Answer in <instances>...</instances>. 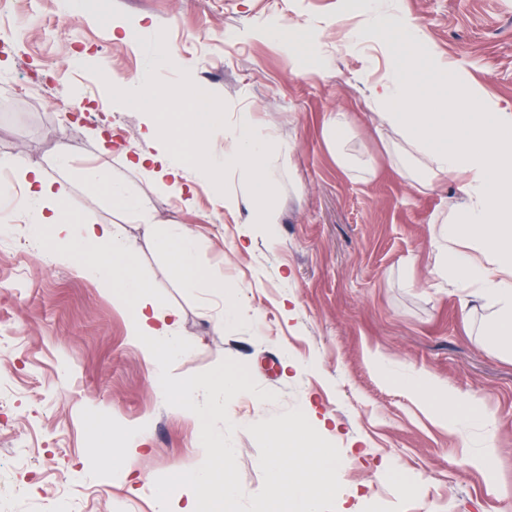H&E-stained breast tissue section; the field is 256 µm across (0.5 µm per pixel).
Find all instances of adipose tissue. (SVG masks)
I'll return each instance as SVG.
<instances>
[{"label": "adipose tissue", "mask_w": 512, "mask_h": 512, "mask_svg": "<svg viewBox=\"0 0 512 512\" xmlns=\"http://www.w3.org/2000/svg\"><path fill=\"white\" fill-rule=\"evenodd\" d=\"M387 30L400 34L402 54L387 77L369 87L366 105L379 127L395 136L390 163L397 173L421 186L452 182L462 193V202L449 209L437 228L436 273L449 287L472 291L491 310L485 334L512 353V106L487 109L459 70L423 49L413 17L403 12L370 7L350 32L347 45L358 46ZM425 71L434 79L429 92L422 88ZM112 93L147 114L144 136L155 150L131 159L132 167L158 171L178 187L194 176L236 174L249 192L252 223L275 238L279 212L268 198L276 180L273 158L292 156L294 145L276 140L253 113L244 112L225 127L224 150L219 153L206 139L218 118L212 94L160 87L146 75L115 83ZM176 112L193 115L190 139L161 125L163 114ZM1 168L22 182L24 193L17 206L33 224L35 239L50 235L53 263L78 266L105 286L127 312L129 334L153 368L159 392L173 410L195 420L203 434L195 465L175 479L183 488L181 496L174 499L167 491H157L156 512H240L231 480L233 451L224 445V430L233 418L204 403L210 394L228 399L241 392L240 378L223 371L191 383L179 379L172 368L184 351L176 334L178 313L151 296L131 248L114 226L67 218L58 181L23 157H1ZM81 178L105 186L113 205L143 215L141 201L113 177L109 162L83 171ZM146 230L160 251L176 256L183 287L204 284L214 294H223L222 280L198 265L196 239L188 228L159 230L150 223ZM395 378L444 426L458 427L456 411L469 405L460 393L422 367ZM261 465L268 477L265 512H322L332 466L318 440L301 424L274 431Z\"/></svg>", "instance_id": "adipose-tissue-1"}]
</instances>
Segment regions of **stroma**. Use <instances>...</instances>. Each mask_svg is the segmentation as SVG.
<instances>
[{"mask_svg": "<svg viewBox=\"0 0 512 512\" xmlns=\"http://www.w3.org/2000/svg\"><path fill=\"white\" fill-rule=\"evenodd\" d=\"M421 19L423 46L463 70L487 100L512 105V0H381ZM371 0H9L0 11V157L22 155L67 187L66 209L112 224L131 246L155 296L181 313L187 346L175 372L199 379L236 369L249 393L231 404L232 479L244 512H259L267 485L264 429L305 416L325 422L337 483L325 512H512V356L482 334L489 312L434 275L432 222L455 184L415 190L395 173L366 113V87L386 78L392 39L346 50L337 18L355 26ZM301 25L328 61L301 68L266 30ZM116 27L140 28L119 44ZM151 74L156 85L211 90L225 123L254 113L292 141L271 190L279 242L270 245L242 202L195 178L177 193L159 175L126 169L150 150L142 112L111 94L114 82ZM97 115L95 123L84 112ZM353 115L348 150L373 159L346 174L324 136L329 113ZM111 124L114 175L158 225L183 224L198 263L224 276L238 307L219 324L207 290L184 288L171 259L104 191L55 168L59 145L94 165L92 131ZM0 312L13 347L0 349V480L15 487L0 512H154L150 490L132 494L113 446L144 434L134 466L155 483L190 467L195 423L168 408L128 334V317L101 284L53 264L47 247L0 241ZM394 370L423 367L470 397L480 422L448 430L374 357ZM293 368H285V361ZM494 440L493 452L483 443ZM68 465L57 468L58 456Z\"/></svg>", "mask_w": 512, "mask_h": 512, "instance_id": "1", "label": "stroma"}]
</instances>
